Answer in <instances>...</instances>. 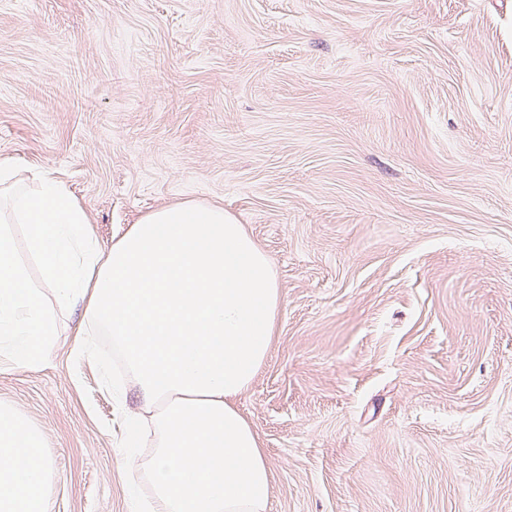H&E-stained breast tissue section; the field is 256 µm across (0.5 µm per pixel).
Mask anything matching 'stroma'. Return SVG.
Masks as SVG:
<instances>
[{
	"mask_svg": "<svg viewBox=\"0 0 512 512\" xmlns=\"http://www.w3.org/2000/svg\"><path fill=\"white\" fill-rule=\"evenodd\" d=\"M1 162L102 247L201 200L269 255V512H512V0H0ZM104 361L0 355L54 512H129Z\"/></svg>",
	"mask_w": 512,
	"mask_h": 512,
	"instance_id": "obj_1",
	"label": "stroma"
}]
</instances>
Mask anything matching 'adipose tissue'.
Returning <instances> with one entry per match:
<instances>
[{
  "label": "adipose tissue",
  "mask_w": 512,
  "mask_h": 512,
  "mask_svg": "<svg viewBox=\"0 0 512 512\" xmlns=\"http://www.w3.org/2000/svg\"><path fill=\"white\" fill-rule=\"evenodd\" d=\"M79 202L44 171L0 163V352L34 370L54 355L55 311L81 304L86 352L112 339L139 396L117 454L131 512H268L271 471L237 407L268 358L282 302L274 266L223 208L150 211L102 250ZM25 228L31 265L12 225ZM150 456L138 454L142 429ZM44 441L0 405V512H53Z\"/></svg>",
  "instance_id": "adipose-tissue-1"
}]
</instances>
